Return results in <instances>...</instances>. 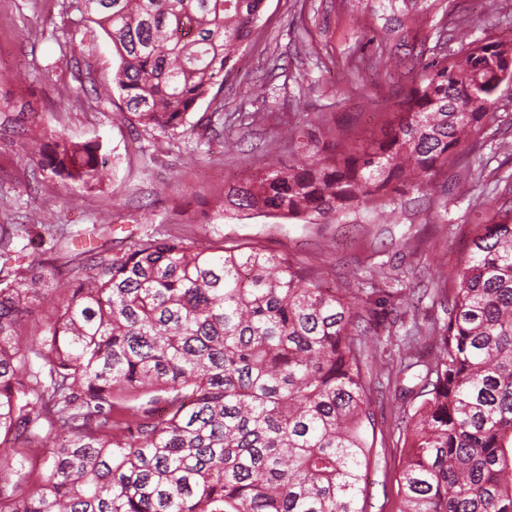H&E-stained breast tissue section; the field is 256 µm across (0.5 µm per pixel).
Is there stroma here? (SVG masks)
I'll list each match as a JSON object with an SVG mask.
<instances>
[{
  "instance_id": "obj_1",
  "label": "stroma",
  "mask_w": 512,
  "mask_h": 512,
  "mask_svg": "<svg viewBox=\"0 0 512 512\" xmlns=\"http://www.w3.org/2000/svg\"><path fill=\"white\" fill-rule=\"evenodd\" d=\"M500 21L477 23L482 0H442L415 18L412 34L435 58L439 38L450 48L491 38L512 44V0H496ZM85 20L75 0H0V97L30 103L42 126L77 140L102 139L114 164L110 183L92 193L41 176L20 144L0 143V224L42 221L77 245L126 249L131 237L174 233L220 239L288 256L317 280L354 298L377 321L370 409L374 446L364 471L367 512H399L404 455L403 415L419 404L416 370L393 375L404 358L411 320L448 321L454 283L438 278L469 252L471 229L501 181L512 182V89L465 156L434 178L432 188L391 192L374 204L314 222L224 210V191L276 161L299 164L304 153L289 132L331 155L347 135L379 132L380 112L405 97L412 75L395 45L368 44L359 71L350 52L378 23L357 0H265L241 63L224 82L225 112H261L263 122L237 130L226 150L209 121L207 102L189 116L190 137L170 136L129 122L116 102L95 89L120 59L105 34L80 53L62 48ZM84 86L82 100L60 99L62 86ZM482 160L483 196L460 194L473 157Z\"/></svg>"
}]
</instances>
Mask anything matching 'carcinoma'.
Masks as SVG:
<instances>
[{
	"label": "carcinoma",
	"instance_id": "obj_1",
	"mask_svg": "<svg viewBox=\"0 0 512 512\" xmlns=\"http://www.w3.org/2000/svg\"><path fill=\"white\" fill-rule=\"evenodd\" d=\"M112 41V76L146 129L186 135L188 115L241 60L264 0H77ZM439 0H365L377 19L424 15ZM512 45H461L424 64L381 138L334 156L267 164L229 187L224 206L309 221L429 183L453 165L512 84ZM26 104L0 100V141L32 146L35 166L87 192L109 180L98 139L37 130ZM0 224V512H366L373 424L369 335L348 298L288 257L146 235L127 250L82 248L61 274L27 260ZM65 277L60 305L26 317ZM452 276L448 323L407 345L424 367L405 424L400 512H512V200L474 225ZM64 432L50 444L52 433ZM46 450L42 470L29 457Z\"/></svg>",
	"mask_w": 512,
	"mask_h": 512
}]
</instances>
